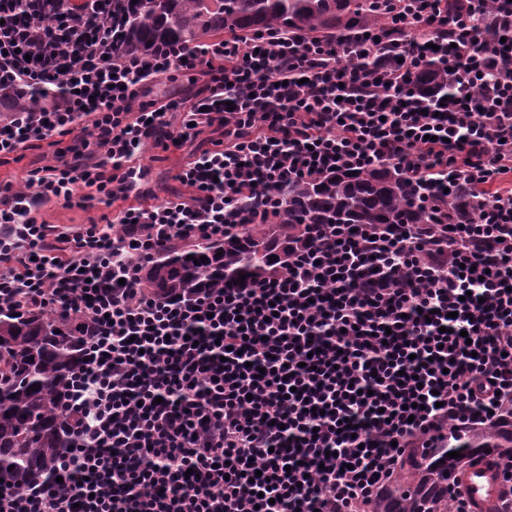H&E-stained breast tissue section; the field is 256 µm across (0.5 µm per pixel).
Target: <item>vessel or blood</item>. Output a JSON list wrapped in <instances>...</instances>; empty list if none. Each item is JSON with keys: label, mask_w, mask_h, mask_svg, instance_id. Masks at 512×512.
Segmentation results:
<instances>
[{"label": "vessel or blood", "mask_w": 512, "mask_h": 512, "mask_svg": "<svg viewBox=\"0 0 512 512\" xmlns=\"http://www.w3.org/2000/svg\"><path fill=\"white\" fill-rule=\"evenodd\" d=\"M506 461L497 453H482L458 475V490L471 512H494L504 497L502 472Z\"/></svg>", "instance_id": "1"}]
</instances>
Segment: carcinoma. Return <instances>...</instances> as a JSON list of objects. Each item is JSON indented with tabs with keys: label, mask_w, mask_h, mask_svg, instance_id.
<instances>
[{
	"label": "carcinoma",
	"mask_w": 512,
	"mask_h": 512,
	"mask_svg": "<svg viewBox=\"0 0 512 512\" xmlns=\"http://www.w3.org/2000/svg\"><path fill=\"white\" fill-rule=\"evenodd\" d=\"M29 28L28 54L38 56L70 39L100 43L99 23L112 24V46L125 54L146 52L162 42L192 43L204 35H248L281 29L342 38L388 19L369 0H67L65 20L51 24L52 0H12ZM425 65L414 87L426 94L450 88L453 80L434 81ZM462 218H476L474 204L453 189ZM430 213L413 201V186L389 167L340 172L299 182L288 192L281 224H244L224 238L201 243L181 240L161 247L145 267L142 289L150 296L181 299L216 285L240 286L288 260L310 245V224H427ZM276 256L278 260H270ZM88 337L67 329L48 310L0 311V488L20 492L50 480L64 449L63 396L66 383L83 362ZM39 390H33V385ZM492 448L512 456V406L491 424L451 430L436 448L413 452L397 477L367 503L366 512H451L458 505L451 490L462 464ZM460 452L450 458L447 453Z\"/></svg>",
	"instance_id": "cac0c4a2"
}]
</instances>
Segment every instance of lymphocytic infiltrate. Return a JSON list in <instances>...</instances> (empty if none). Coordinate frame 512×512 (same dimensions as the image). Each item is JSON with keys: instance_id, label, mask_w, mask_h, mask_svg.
<instances>
[{"instance_id": "obj_1", "label": "lymphocytic infiltrate", "mask_w": 512, "mask_h": 512, "mask_svg": "<svg viewBox=\"0 0 512 512\" xmlns=\"http://www.w3.org/2000/svg\"><path fill=\"white\" fill-rule=\"evenodd\" d=\"M467 3L454 19L438 0H382L389 30L352 43L267 30L37 67L0 0V157L78 139L0 184V308L90 336L65 399L74 445L55 480L0 490V512H360L411 449L512 399V0L487 6L489 35ZM427 63L450 70L447 95L412 91ZM178 74L204 82L141 102ZM214 126L178 174L188 195L131 205L147 141ZM380 165L445 236L313 224L287 272L141 293L168 239L277 223L291 183ZM458 181L479 203L465 226L445 220ZM51 200L123 207L62 232L39 215Z\"/></svg>"}]
</instances>
